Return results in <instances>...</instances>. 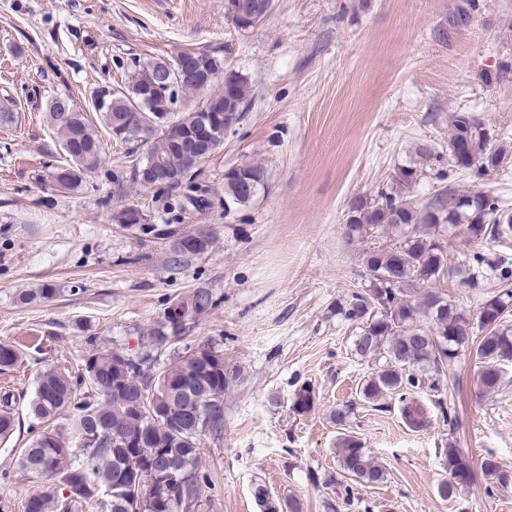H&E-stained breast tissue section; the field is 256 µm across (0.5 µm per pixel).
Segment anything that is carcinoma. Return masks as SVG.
Returning a JSON list of instances; mask_svg holds the SVG:
<instances>
[{
  "instance_id": "carcinoma-1",
  "label": "carcinoma",
  "mask_w": 512,
  "mask_h": 512,
  "mask_svg": "<svg viewBox=\"0 0 512 512\" xmlns=\"http://www.w3.org/2000/svg\"><path fill=\"white\" fill-rule=\"evenodd\" d=\"M273 6V0H225V14L243 10L259 24ZM197 69L196 76L179 83L172 60L135 59L125 90L108 93L93 108L111 131L135 103L144 104L157 118L176 116L182 142L161 134L145 146L143 161L154 163L160 173H180L189 163L186 143L203 127L213 132L224 128L226 120L239 123L251 93L248 80L236 73L224 74V59L213 53H202ZM49 121L68 157L66 166L53 170L51 181L58 191H69L99 168L102 144L84 113L67 98L51 101ZM449 125V157L457 170L481 177L505 161L506 152L491 144L485 125L471 114L457 112ZM417 180L415 168H400L392 186L379 190L376 198L351 201L345 224L349 241L367 236L381 240L391 234L396 239L365 252L369 288L336 302V314L358 325L355 355L383 354L387 360L365 381L362 399L397 401L413 430L429 423L413 395L424 383L423 376L443 375L448 364L469 349L480 364V385L493 390L501 381L500 364L512 361V331L503 327L512 312L508 285L480 304L478 336L447 298L431 292L417 302L407 293L450 273L448 249L436 230L445 224L461 226L468 241L482 245L512 234V212L489 192H462L453 185L415 203L411 190ZM267 187V173L259 163L228 168L224 212L248 206ZM176 302L186 304L184 322L176 325L161 317L143 337L139 352L98 346L82 356L74 370L52 364L38 374L28 415L51 427L38 433L16 459L18 469L37 483L26 501V512H84L89 506L101 512H195L202 484L207 482L200 464L202 441L224 429V395L235 374L224 368L223 350L210 341L178 346L180 337L215 306L211 290L196 288ZM422 316L431 318L434 328L424 329ZM166 351L169 358L161 365L157 355ZM26 356L21 347L0 341V374L19 370ZM19 397L23 394L10 390L0 395L1 442L8 441L18 425ZM314 401L313 389L304 383L293 394L292 408L303 414ZM438 405L442 423L450 430L459 429L455 409L441 400ZM199 414L208 417L207 433L196 432L194 418ZM337 461L343 506L351 496L344 480L367 486L385 481V469L350 431L338 437ZM443 466L449 478L438 484L437 491L445 499L474 480L469 461L451 442ZM482 474L489 495L495 486L509 482V474L491 459L483 461ZM254 498L261 512H302L297 501L272 500L261 484L255 485Z\"/></svg>"
}]
</instances>
